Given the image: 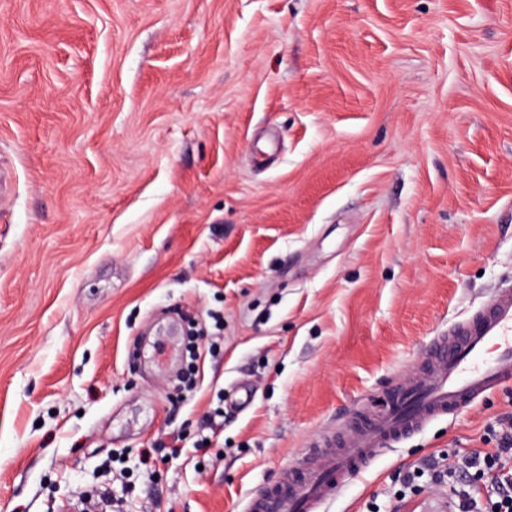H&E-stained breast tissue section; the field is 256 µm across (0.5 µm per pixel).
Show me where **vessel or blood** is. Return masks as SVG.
Instances as JSON below:
<instances>
[{"label":"vessel or blood","instance_id":"1","mask_svg":"<svg viewBox=\"0 0 512 512\" xmlns=\"http://www.w3.org/2000/svg\"><path fill=\"white\" fill-rule=\"evenodd\" d=\"M512 384V289L490 293L468 323L433 337L423 368L405 378L394 399L368 423L350 428L340 447L322 443L279 482L249 499L246 512H320L348 478L385 448L430 421L458 412Z\"/></svg>","mask_w":512,"mask_h":512}]
</instances>
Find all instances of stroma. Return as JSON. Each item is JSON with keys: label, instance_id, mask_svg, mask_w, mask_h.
I'll use <instances>...</instances> for the list:
<instances>
[{"label": "stroma", "instance_id": "1", "mask_svg": "<svg viewBox=\"0 0 512 512\" xmlns=\"http://www.w3.org/2000/svg\"><path fill=\"white\" fill-rule=\"evenodd\" d=\"M0 167V512H243L512 288V0H0ZM187 317L223 350L180 394ZM510 411L430 422L325 512H391Z\"/></svg>", "mask_w": 512, "mask_h": 512}]
</instances>
